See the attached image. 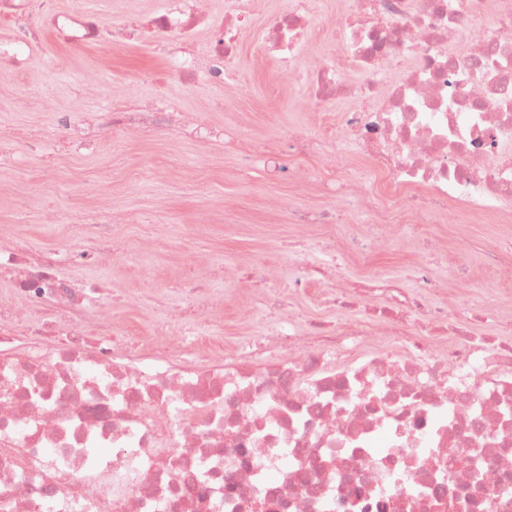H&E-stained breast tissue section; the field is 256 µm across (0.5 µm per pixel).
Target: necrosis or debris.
Returning <instances> with one entry per match:
<instances>
[{
    "label": "necrosis or debris",
    "mask_w": 512,
    "mask_h": 512,
    "mask_svg": "<svg viewBox=\"0 0 512 512\" xmlns=\"http://www.w3.org/2000/svg\"><path fill=\"white\" fill-rule=\"evenodd\" d=\"M193 0H162L146 21L104 34L54 0H0V58L20 61L38 27L75 42L173 37L197 24ZM252 0H224L205 56L176 58L193 80L229 75ZM311 16L293 0L266 55L292 66ZM342 52L313 80L317 98L360 102L324 119L351 141L410 214L430 198L501 225L486 273H512V0H353L337 25ZM367 70L342 83L345 67ZM174 102L119 108L126 130L172 128ZM388 211L342 249L288 255L297 289L332 308L378 298L369 318L296 325L286 291L253 271L276 313L257 344L204 366H156L153 345L114 340L105 285H78L54 254L0 244V512H512V314L426 306L394 277L351 286L347 256L372 251ZM493 323L481 336L478 325ZM393 346L373 351L377 340ZM496 455L485 459L487 445Z\"/></svg>",
    "instance_id": "4bbe7bcc"
}]
</instances>
